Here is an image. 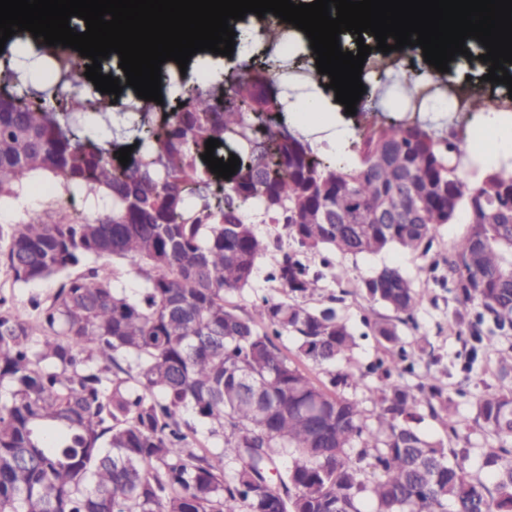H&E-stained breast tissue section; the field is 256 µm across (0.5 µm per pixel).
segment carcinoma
Segmentation results:
<instances>
[{"mask_svg":"<svg viewBox=\"0 0 512 512\" xmlns=\"http://www.w3.org/2000/svg\"><path fill=\"white\" fill-rule=\"evenodd\" d=\"M55 58L53 79L0 65V204L37 176L79 194L104 219L32 207L10 220L0 264L13 283L66 275L52 300L37 297L31 322L0 297V512H512V448H481L491 490L470 472L469 429L431 374L411 386L402 374L434 357L423 338L404 342L397 324H415L423 296L397 267L359 281L360 294L396 314L365 323L383 355L354 373L329 372L330 384L357 390L380 382L373 409L356 394L316 384L283 354L288 333L298 354L327 367L349 363L355 334L329 303L311 308L323 273L309 253L353 257L390 249L425 255L442 224L466 232L448 251V288L458 335L488 341L512 329V175L459 177L463 153L407 118L366 124L352 165L314 158L297 130L285 136L288 104L270 72L281 59L245 62L222 82L195 84L161 108L138 96L133 142L113 136L108 103L84 76L92 60L39 41ZM420 103L425 87L402 85ZM240 165L226 185L202 160ZM136 145L125 166L114 152ZM418 208L419 224H380L377 212ZM282 225L297 245L267 280L285 298L263 297L240 315L226 296L251 287L257 263L279 238L254 230ZM139 263L143 286L129 294L104 257ZM85 271L75 277L72 268ZM500 387L474 397L476 424L512 438V349L499 358ZM193 411L221 445L217 455L190 448L181 414ZM437 419L448 440L421 429Z\"/></svg>","mask_w":512,"mask_h":512,"instance_id":"obj_1","label":"carcinoma"}]
</instances>
